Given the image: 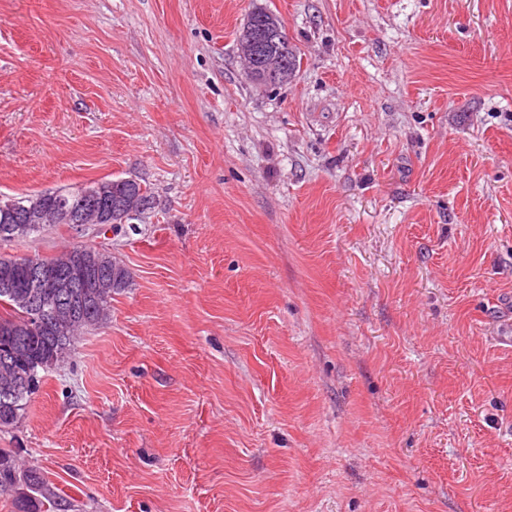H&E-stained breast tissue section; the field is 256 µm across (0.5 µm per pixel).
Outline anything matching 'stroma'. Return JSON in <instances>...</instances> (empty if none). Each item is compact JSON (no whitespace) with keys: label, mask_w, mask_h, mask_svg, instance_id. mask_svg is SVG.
<instances>
[{"label":"stroma","mask_w":512,"mask_h":512,"mask_svg":"<svg viewBox=\"0 0 512 512\" xmlns=\"http://www.w3.org/2000/svg\"><path fill=\"white\" fill-rule=\"evenodd\" d=\"M115 178L131 284L0 451L73 512H512V0H0V198ZM251 18L255 21L252 40L253 42L258 41L261 47L260 51H255L254 53L261 55H267L268 53L269 55L276 56L283 62L280 65L278 82L273 84L265 82V85L275 86L288 82L299 67V59L294 49L290 46L288 38H286L279 16L267 8H255L249 13L246 23ZM242 29L237 36V45L241 43ZM268 34H271V38H269ZM280 36H283V39L280 40ZM276 57L271 58L259 68L264 77L275 74L277 67Z\"/></svg>","instance_id":"stroma-1"}]
</instances>
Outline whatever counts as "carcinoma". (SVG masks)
Listing matches in <instances>:
<instances>
[{
  "mask_svg": "<svg viewBox=\"0 0 512 512\" xmlns=\"http://www.w3.org/2000/svg\"><path fill=\"white\" fill-rule=\"evenodd\" d=\"M253 41L259 43V54L274 55L282 61L278 83L287 82L299 67V59L284 37L279 16L266 9L252 10ZM101 186L92 193L85 188L76 191L55 190L8 200L12 210L0 213V241L23 239L39 234L55 224H31L28 214L37 205L43 210L66 204L76 209L89 208L105 214L124 212L131 199L139 198L141 210L137 221L151 219L156 199L149 184L121 178L91 183ZM43 271L45 279L58 282L69 279L80 283L84 294L83 312L76 325L70 327L59 320L55 310L59 304V289L45 288L30 280V271L15 256H0V345L20 347L25 356L23 364L8 371L0 365V384L14 373H22L26 381L24 394L7 405L0 404V428L18 422L31 396L41 381V373L62 362L74 348L84 330L104 322L112 308V295L129 286L128 269L108 252H99L85 245H75L68 254L60 256L35 255L28 258ZM10 463L7 474L0 475V492L15 493L16 512H69L72 504L57 488L33 467H22L8 455L0 453V461Z\"/></svg>",
  "mask_w": 512,
  "mask_h": 512,
  "instance_id": "1",
  "label": "carcinoma"
}]
</instances>
